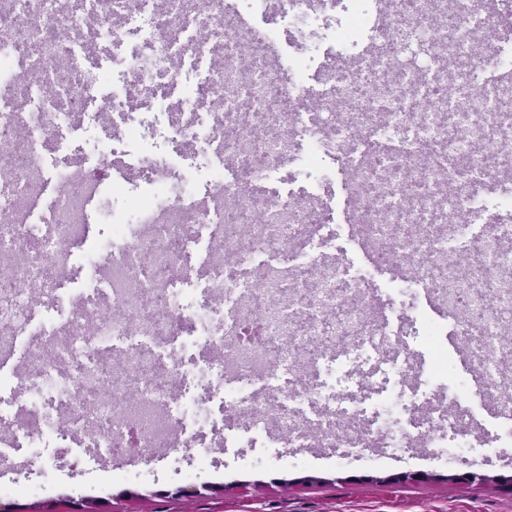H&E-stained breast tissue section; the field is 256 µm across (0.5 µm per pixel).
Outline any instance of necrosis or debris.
I'll list each match as a JSON object with an SVG mask.
<instances>
[{"label":"necrosis or debris","instance_id":"4bbe7bcc","mask_svg":"<svg viewBox=\"0 0 512 512\" xmlns=\"http://www.w3.org/2000/svg\"><path fill=\"white\" fill-rule=\"evenodd\" d=\"M247 2L0 0V331L42 319L40 352L0 379L25 400L0 414V447L204 456L218 406L241 440L437 448L456 464L471 442L455 407L403 403L399 383L368 408L354 395L364 362L409 352L366 302L374 267L314 250L340 161L354 240L398 270L396 297L447 303L512 437V228L475 231L483 185L466 177L512 153V55L483 0H396L381 26L374 0ZM325 48L360 63L310 76ZM460 54L503 99L442 74ZM76 137L94 169L68 160ZM170 138L180 158L160 150ZM293 159L303 206L266 190ZM100 200L109 230L91 244ZM77 266L79 302L43 316ZM252 323L262 336L243 340ZM282 366L287 385L262 388Z\"/></svg>","mask_w":512,"mask_h":512}]
</instances>
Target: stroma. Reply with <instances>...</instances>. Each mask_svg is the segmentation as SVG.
Wrapping results in <instances>:
<instances>
[{
    "label": "stroma",
    "mask_w": 512,
    "mask_h": 512,
    "mask_svg": "<svg viewBox=\"0 0 512 512\" xmlns=\"http://www.w3.org/2000/svg\"><path fill=\"white\" fill-rule=\"evenodd\" d=\"M344 174H337L322 204L336 226L333 252H347L354 266L372 263L347 237ZM395 275L377 273L374 301L413 353L407 392L421 396L430 355L418 325L400 322L385 287ZM462 425L473 446L456 465L434 448H317L297 443L278 448H214L199 457L190 448H151L135 464L81 459L58 453L56 484L30 494L43 467L27 448L0 461L1 496L10 512H512V439L492 409L476 399L461 402Z\"/></svg>",
    "instance_id": "stroma-1"
}]
</instances>
